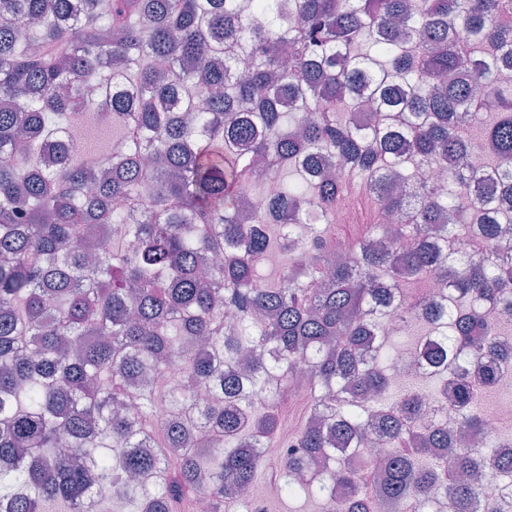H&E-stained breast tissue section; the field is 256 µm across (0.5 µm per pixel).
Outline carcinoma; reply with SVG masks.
<instances>
[{"label":"carcinoma","mask_w":512,"mask_h":512,"mask_svg":"<svg viewBox=\"0 0 512 512\" xmlns=\"http://www.w3.org/2000/svg\"><path fill=\"white\" fill-rule=\"evenodd\" d=\"M509 67L512 0H0V512H228L266 465L346 512H500L480 397L512 358ZM356 178L373 212L338 263ZM430 277L445 300L405 288ZM388 313L439 323L431 389L393 385ZM301 368L318 420L271 461Z\"/></svg>","instance_id":"1"}]
</instances>
